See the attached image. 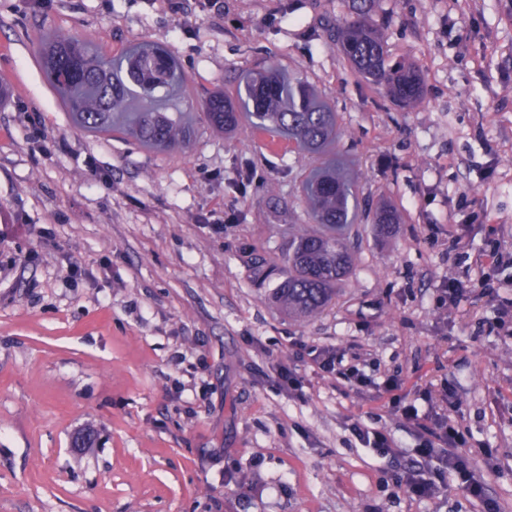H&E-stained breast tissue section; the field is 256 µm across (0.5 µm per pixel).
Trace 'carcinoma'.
Returning a JSON list of instances; mask_svg holds the SVG:
<instances>
[{
	"label": "carcinoma",
	"instance_id": "cac0c4a2",
	"mask_svg": "<svg viewBox=\"0 0 512 512\" xmlns=\"http://www.w3.org/2000/svg\"><path fill=\"white\" fill-rule=\"evenodd\" d=\"M349 20L336 27V47L355 74L382 90L397 105L414 109L424 100V81L410 62L391 61L382 32L371 16L379 0H351ZM38 57L48 83L63 96L66 111L93 130L119 128L158 150L186 145L190 135L182 113L167 112L174 96H188L185 77L170 49L152 44L112 57L86 38L62 29L41 36ZM215 136L234 133L240 116L249 127L273 137L288 136L296 150L314 156L336 137V113L321 104L316 88L301 78L286 79L270 63L241 82L233 95L215 92L204 102ZM314 223L341 227L355 223L354 182L334 167L311 170L302 186ZM399 210L381 202L365 216L377 235L401 223ZM357 263L346 242L313 227L292 231L275 300L295 318L319 314L335 297Z\"/></svg>",
	"mask_w": 512,
	"mask_h": 512
}]
</instances>
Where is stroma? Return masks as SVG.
Here are the masks:
<instances>
[{"instance_id": "stroma-1", "label": "stroma", "mask_w": 512, "mask_h": 512, "mask_svg": "<svg viewBox=\"0 0 512 512\" xmlns=\"http://www.w3.org/2000/svg\"><path fill=\"white\" fill-rule=\"evenodd\" d=\"M0 0V512H512V334L487 332L512 303V0H381L390 54L420 70L425 101L394 105L340 57L348 0ZM66 29L109 49L176 54L193 128L161 154L76 125L46 82L35 35ZM273 62L314 85L340 136L327 160L361 208L402 213L381 241L346 231L360 256L332 304L285 314L288 227L309 221L305 163L262 150L246 128L218 138L201 102ZM252 170L246 188L239 172ZM497 239L496 269L475 256ZM83 277L69 275L72 265ZM464 285L448 312L447 280ZM366 353L407 399L452 387L467 473L432 461L435 497L397 486L390 457L419 445L374 390L315 372L302 347ZM304 379L275 384L277 364ZM94 428L99 442L76 448ZM353 430L365 447L379 448L389 453L393 448V440L381 429L369 428L361 423L353 425Z\"/></svg>"}]
</instances>
